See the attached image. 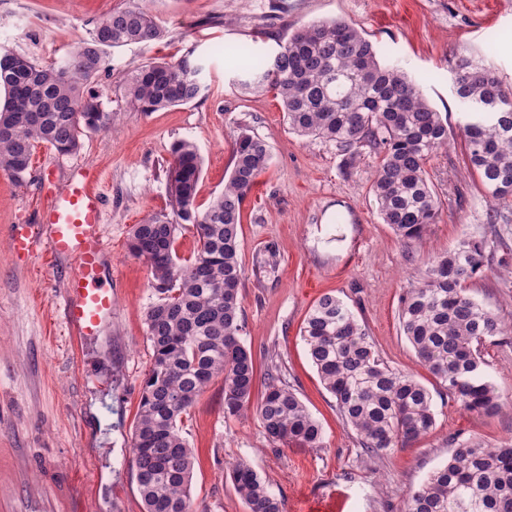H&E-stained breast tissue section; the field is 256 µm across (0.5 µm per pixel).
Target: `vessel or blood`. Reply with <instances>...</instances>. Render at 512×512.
I'll list each match as a JSON object with an SVG mask.
<instances>
[{"label": "vessel or blood", "mask_w": 512, "mask_h": 512, "mask_svg": "<svg viewBox=\"0 0 512 512\" xmlns=\"http://www.w3.org/2000/svg\"><path fill=\"white\" fill-rule=\"evenodd\" d=\"M104 202L98 173L85 169L38 212V226L48 232L51 257L76 263L75 271L63 277V320L82 341L97 336L114 304L102 266L107 249L102 232Z\"/></svg>", "instance_id": "1"}]
</instances>
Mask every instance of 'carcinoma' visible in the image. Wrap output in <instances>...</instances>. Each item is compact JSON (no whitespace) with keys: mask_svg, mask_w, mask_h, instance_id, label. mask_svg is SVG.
Returning <instances> with one entry per match:
<instances>
[{"mask_svg":"<svg viewBox=\"0 0 512 512\" xmlns=\"http://www.w3.org/2000/svg\"><path fill=\"white\" fill-rule=\"evenodd\" d=\"M163 30L138 5L101 17L89 38L55 62L40 66L8 50L0 52V169L16 179L29 170L35 147L75 154L88 133L112 128L91 86L103 66V49L148 44ZM246 89L274 91L289 129L336 144L344 166L358 147L381 155L371 193L383 223L403 241L422 238L438 218L439 203L427 161L448 150V123L424 99L416 82L397 66L382 64L375 46L344 21L312 23L288 36L270 58L246 45H227ZM203 66L188 53L175 61L151 59L124 77L127 97L141 112L188 104L203 95ZM453 89L467 114L459 126L468 167L490 209L491 224L512 216L497 208L512 201V88L482 59L462 54ZM167 169L171 212L132 227L129 251L144 259L159 294L145 315L151 367L140 393L129 466L143 512H192L195 454L182 436V417L214 379L224 381V416L254 410L274 444L320 448L322 431L299 397L268 377L253 401L255 366L241 341L239 224L243 203L267 168L270 151L260 137L242 133L232 151L224 191L204 211L197 189L202 158L188 140L173 144ZM192 225L196 254L180 264L178 232ZM483 246L464 239L426 267L421 282L401 296L400 329L421 364L463 409L493 414L501 395L486 375L481 347L512 330L491 309L465 294L462 284L483 266ZM301 336L321 382L336 399L344 422L362 448L383 453L404 448L432 430L429 390L411 374L389 367L376 344L343 301L320 297ZM448 461L413 490L405 512H512V444L488 446L454 438ZM247 512H286L253 466L239 461L231 472Z\"/></svg>","mask_w":512,"mask_h":512,"instance_id":"cac0c4a2","label":"carcinoma"}]
</instances>
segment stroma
<instances>
[{"label": "stroma", "instance_id": "35a3bbf8", "mask_svg": "<svg viewBox=\"0 0 512 512\" xmlns=\"http://www.w3.org/2000/svg\"><path fill=\"white\" fill-rule=\"evenodd\" d=\"M131 0H0V47L48 63L75 48V35ZM164 30L147 45L106 49L95 92L116 115L111 130L87 134L61 155L40 144L23 179L0 170V512H142L128 466L142 381L151 365L145 313L156 301L144 260L128 251L133 225L169 210L171 146L186 139L203 158L197 204L207 208L232 169L241 132L264 139L267 168L241 211L239 258L244 344L256 367L255 393L277 373L322 427L324 445L274 447L255 414L224 416V383L213 380L183 416L195 451V512H247L230 468L248 460L285 502L286 512H404L409 493L449 455L455 435L512 444V333L482 349L504 405L495 414L463 410L418 362L400 330L399 299L429 260L464 239L485 242L484 267L465 284L512 325V223L486 220L490 203L465 163L462 110L452 91L457 57H483L512 87V0H142ZM341 20L361 30L382 64L401 67L448 121L447 151L426 164L438 196L436 224L402 243L377 214L370 192L380 157L360 147L343 169L335 143L301 137L273 92L246 93L224 62L225 45L269 56L289 32ZM193 54L206 94L157 112L134 109L126 73L154 59ZM78 166L95 168L105 197L103 232L112 272V316L98 336L73 345L64 329L63 271L45 246L17 257L13 227L33 224L51 186ZM343 300L384 362L432 394L429 434L380 456L362 452L310 360L301 328L323 295Z\"/></svg>", "mask_w": 512, "mask_h": 512}]
</instances>
